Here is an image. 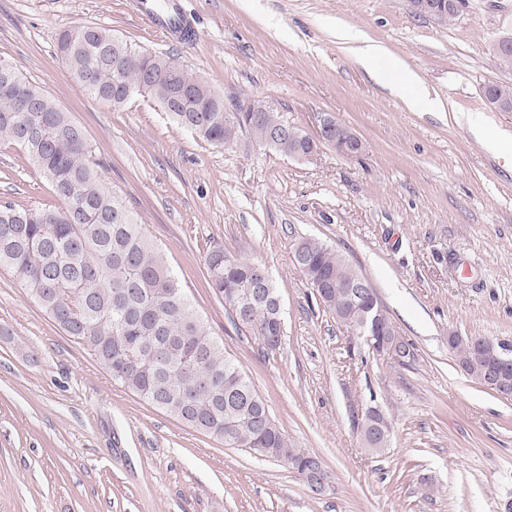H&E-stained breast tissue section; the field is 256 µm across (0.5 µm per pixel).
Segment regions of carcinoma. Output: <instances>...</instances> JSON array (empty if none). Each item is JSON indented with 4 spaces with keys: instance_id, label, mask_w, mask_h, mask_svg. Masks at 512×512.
Returning <instances> with one entry per match:
<instances>
[{
    "instance_id": "cac0c4a2",
    "label": "carcinoma",
    "mask_w": 512,
    "mask_h": 512,
    "mask_svg": "<svg viewBox=\"0 0 512 512\" xmlns=\"http://www.w3.org/2000/svg\"><path fill=\"white\" fill-rule=\"evenodd\" d=\"M57 53L75 79L95 69L86 91L108 105L125 97L112 87L120 62L137 93L169 107L170 118L200 139L226 145L224 97L206 77L171 54L137 49L112 30L91 24L57 37ZM19 95L40 101L37 112L15 111ZM278 112L242 122L258 144L282 127ZM0 142L23 149L47 180L59 205L0 204V266L13 273L40 309L64 332L86 344L117 383L183 424L223 443L284 462L301 478L312 455L288 446L279 426L240 364L193 309L165 253L146 236L123 196L101 183L84 129L54 98L15 68L0 73ZM295 266L317 298L351 331L365 323L368 305L355 304L347 286L359 274L338 250L314 241L294 245ZM208 284L232 320L267 347L279 335V296L264 268L220 248L205 258ZM462 369L483 384L493 364L479 337L448 336Z\"/></svg>"
}]
</instances>
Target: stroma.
I'll list each match as a JSON object with an SVG mask.
<instances>
[{"label":"stroma","mask_w":512,"mask_h":512,"mask_svg":"<svg viewBox=\"0 0 512 512\" xmlns=\"http://www.w3.org/2000/svg\"><path fill=\"white\" fill-rule=\"evenodd\" d=\"M136 0H0V58L80 123L106 186L122 191L194 309L239 363L293 448L319 456L313 494L283 461L225 446L116 383L0 266V512H498L512 502V397L469 377L450 334L512 342V84L490 46L512 0H469L452 23L410 0H179L192 37L156 32ZM99 24L203 73L225 105L249 97L311 131L336 116L357 157L299 161L247 134L216 146L140 95L113 108L57 55L61 30ZM383 45L422 82L409 106L336 38ZM54 206L17 147L0 145V203ZM314 240L343 253L412 342L403 366L330 315L293 262ZM224 248L265 267L283 305L280 350L233 326L207 284ZM391 423L363 447L368 406Z\"/></svg>","instance_id":"1"}]
</instances>
